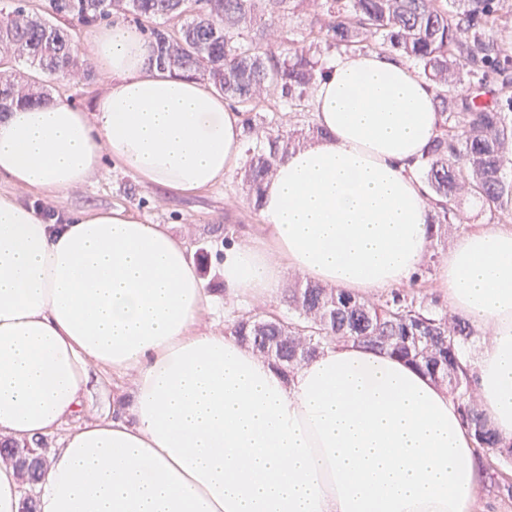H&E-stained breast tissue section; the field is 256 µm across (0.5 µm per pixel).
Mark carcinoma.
I'll list each match as a JSON object with an SVG mask.
<instances>
[{
	"instance_id": "1",
	"label": "carcinoma",
	"mask_w": 512,
	"mask_h": 512,
	"mask_svg": "<svg viewBox=\"0 0 512 512\" xmlns=\"http://www.w3.org/2000/svg\"><path fill=\"white\" fill-rule=\"evenodd\" d=\"M118 11L148 23L157 67L199 77L232 110L254 113L244 129V183L254 207L278 160L321 133L312 122L291 126L280 113L311 111L330 54L378 49L417 68L435 94L439 133L419 164L434 210L428 238L464 227L458 203L465 196L481 203L487 223L512 224V47L496 36L512 14L505 0H47L41 13L12 0L0 10V112L88 79L74 34ZM303 15L309 23L289 37L286 23ZM450 86L470 94L450 97ZM287 302L286 319L238 316L227 331L288 374L335 342L362 340L393 354L446 387L478 453L512 466V442L479 411L471 367L462 363L481 336L467 319L405 289L369 299L307 280L289 289ZM41 444L0 440V463L16 470L27 493L48 461Z\"/></svg>"
}]
</instances>
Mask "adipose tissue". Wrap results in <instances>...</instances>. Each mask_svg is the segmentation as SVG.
I'll use <instances>...</instances> for the list:
<instances>
[{"instance_id":"adipose-tissue-1","label":"adipose tissue","mask_w":512,"mask_h":512,"mask_svg":"<svg viewBox=\"0 0 512 512\" xmlns=\"http://www.w3.org/2000/svg\"><path fill=\"white\" fill-rule=\"evenodd\" d=\"M92 111L53 100L0 120V178L46 195L124 165L193 195L237 163L245 115L160 71L137 27L93 37ZM325 136L264 183L263 232L225 244V295L278 298L288 273L363 295L411 283L428 248L414 165L436 136L417 70L378 51L332 55L311 98ZM485 338L470 361L481 412L512 441V228L461 232L437 275ZM206 282L167 226L91 209L46 223L0 194V439L61 433L35 512H472L480 473L447 391L357 341L291 374L203 330ZM132 373L120 418L75 426L90 367Z\"/></svg>"}]
</instances>
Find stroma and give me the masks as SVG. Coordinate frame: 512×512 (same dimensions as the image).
Returning a JSON list of instances; mask_svg holds the SVG:
<instances>
[{"instance_id":"stroma-1","label":"stroma","mask_w":512,"mask_h":512,"mask_svg":"<svg viewBox=\"0 0 512 512\" xmlns=\"http://www.w3.org/2000/svg\"><path fill=\"white\" fill-rule=\"evenodd\" d=\"M0 193H9L23 204L50 207L58 212L88 209L124 210L147 224H164L189 247L200 274L211 285H218L216 258L224 242V229H231L234 240L243 241L260 231L261 214L248 199L242 168H234L220 183L191 196L168 193L163 188L138 181L121 165H113L103 178L74 191L47 196L14 188L0 180ZM130 387L127 375L105 373L81 414L82 419L119 414ZM476 462L482 472L473 512H512V495L503 487L504 478L484 456Z\"/></svg>"}]
</instances>
